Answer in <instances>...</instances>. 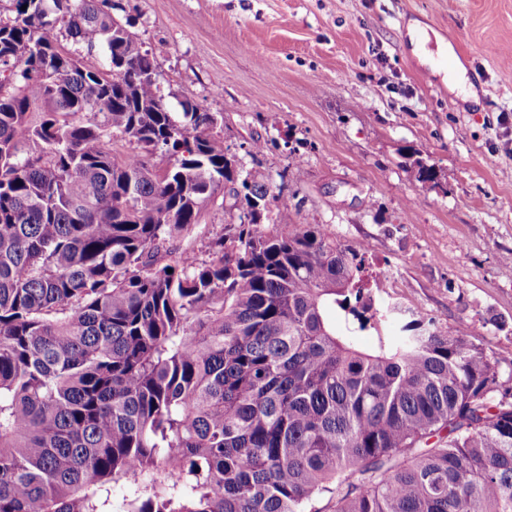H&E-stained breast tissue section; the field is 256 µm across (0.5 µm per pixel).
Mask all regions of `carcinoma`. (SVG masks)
I'll return each mask as SVG.
<instances>
[{
  "label": "carcinoma",
  "mask_w": 512,
  "mask_h": 512,
  "mask_svg": "<svg viewBox=\"0 0 512 512\" xmlns=\"http://www.w3.org/2000/svg\"><path fill=\"white\" fill-rule=\"evenodd\" d=\"M12 2L0 512H512L502 359L383 296L363 246L259 231L288 199L231 163L217 115L171 111L105 0ZM228 184L212 259L167 250Z\"/></svg>",
  "instance_id": "obj_1"
}]
</instances>
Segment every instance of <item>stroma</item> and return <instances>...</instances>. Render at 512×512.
Here are the masks:
<instances>
[{
  "instance_id": "stroma-1",
  "label": "stroma",
  "mask_w": 512,
  "mask_h": 512,
  "mask_svg": "<svg viewBox=\"0 0 512 512\" xmlns=\"http://www.w3.org/2000/svg\"><path fill=\"white\" fill-rule=\"evenodd\" d=\"M111 3L172 110L187 96L215 113L226 154L287 197L275 223L364 245L386 293L512 357V0ZM448 31L467 94L419 57ZM410 151L439 184L416 181ZM231 203L217 196L177 246L209 260Z\"/></svg>"
}]
</instances>
